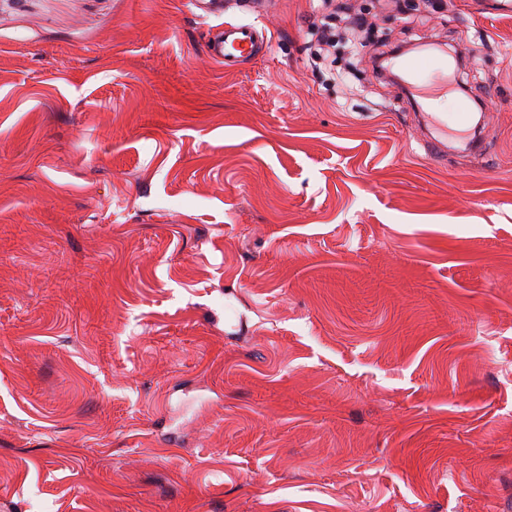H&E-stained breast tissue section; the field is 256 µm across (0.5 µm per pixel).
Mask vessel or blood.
<instances>
[{
	"mask_svg": "<svg viewBox=\"0 0 512 512\" xmlns=\"http://www.w3.org/2000/svg\"><path fill=\"white\" fill-rule=\"evenodd\" d=\"M191 11L204 18H215L205 45L207 56L215 63L226 68H237L262 55L268 47L265 28L255 23L223 21V0H188ZM397 67L406 75L409 87L418 89L424 103H431L447 95L449 84V60L437 52L427 54L425 60L413 58L400 59ZM427 124L438 127L440 138H429L431 148L439 150L443 145H457L467 150L478 147V141L467 129V115L463 112L447 115L433 112L426 117Z\"/></svg>",
	"mask_w": 512,
	"mask_h": 512,
	"instance_id": "b4317fda",
	"label": "vessel or blood"
}]
</instances>
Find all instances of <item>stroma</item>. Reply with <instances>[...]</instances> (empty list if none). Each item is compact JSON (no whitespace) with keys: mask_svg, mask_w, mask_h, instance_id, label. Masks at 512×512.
<instances>
[{"mask_svg":"<svg viewBox=\"0 0 512 512\" xmlns=\"http://www.w3.org/2000/svg\"><path fill=\"white\" fill-rule=\"evenodd\" d=\"M0 0V512H512V12L353 0L466 39L486 150L319 0ZM268 43L267 31L259 24L223 20L209 28L205 52L224 68H238L262 55ZM426 115V122L429 125L438 127L443 135H448V148L458 145L465 150H475L478 148V141L472 137L470 129L465 128L467 124V113L456 112L451 121L448 120L447 112H431Z\"/></svg>","mask_w":512,"mask_h":512,"instance_id":"obj_1","label":"stroma"}]
</instances>
